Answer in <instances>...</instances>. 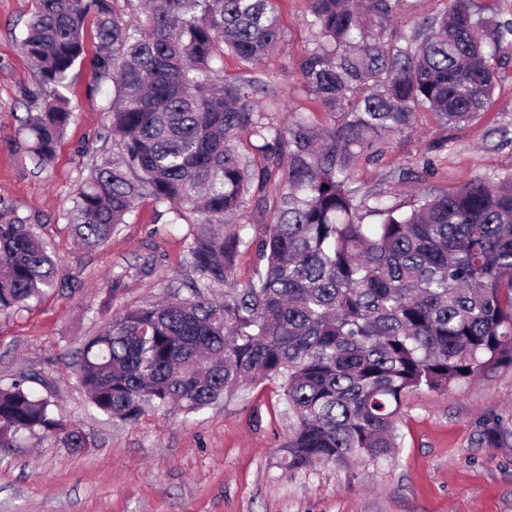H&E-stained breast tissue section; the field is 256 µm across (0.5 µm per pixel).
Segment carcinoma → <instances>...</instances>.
Returning <instances> with one entry per match:
<instances>
[{"label":"carcinoma","instance_id":"obj_1","mask_svg":"<svg viewBox=\"0 0 512 512\" xmlns=\"http://www.w3.org/2000/svg\"><path fill=\"white\" fill-rule=\"evenodd\" d=\"M399 0H309L316 48L300 80L330 116L293 112L281 126L261 112L258 77L227 80L224 52L254 63L283 40L274 0H145L126 18L113 0H38L22 47L37 85L50 87L18 129L17 144L47 169L72 110L60 89L84 51L94 12V81L112 84L109 136L73 198L81 245H105L136 203L152 201L171 223L193 227L189 298L135 306L88 338L77 379L99 413L134 423L149 412L197 414L244 386L280 382L292 418L277 449L282 469H351L399 448L408 394L449 388L512 366V177L475 176L457 190L419 196L399 212L354 186L361 158L385 135L428 111L460 125L488 111L512 22L449 0L441 15L401 38L388 28ZM248 131L263 140L257 169L239 150ZM279 200L253 242L220 225L267 187ZM378 215V224L364 219ZM255 247L257 279L232 278ZM59 280V264L29 218L0 200V312L27 307ZM227 287L216 302L204 289ZM55 404L0 379V451L37 436L74 453L89 433ZM504 438L486 424L477 445Z\"/></svg>","mask_w":512,"mask_h":512}]
</instances>
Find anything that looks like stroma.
Returning a JSON list of instances; mask_svg holds the SVG:
<instances>
[{
  "label": "stroma",
  "instance_id": "obj_1",
  "mask_svg": "<svg viewBox=\"0 0 512 512\" xmlns=\"http://www.w3.org/2000/svg\"><path fill=\"white\" fill-rule=\"evenodd\" d=\"M36 0H0V199L31 217L76 291L51 290L28 308L0 314V379L26 376L90 433L93 446L71 452L51 438L0 454V512H512V366L443 394H410L402 410L394 458L348 471L319 466L290 474L275 450L291 421L278 383L245 387L198 415L146 414L115 423L98 414L74 371L83 342L124 309L187 296V244L192 228L157 218L141 200L104 246H79L68 222L77 186L107 134L111 85L94 87V16L84 24V54L64 91L74 119L52 165L33 170L15 145L26 112L40 101L32 61L21 47ZM284 39L257 63L268 84L260 104L271 118L311 112L328 116L297 74L314 47L308 0H278ZM494 101L477 120L445 125L428 112L386 135L382 149L355 167L357 186L409 211L421 192L456 189L474 176L512 175V50ZM121 274L113 284V274ZM497 421L505 443H476L483 424Z\"/></svg>",
  "mask_w": 512,
  "mask_h": 512
}]
</instances>
